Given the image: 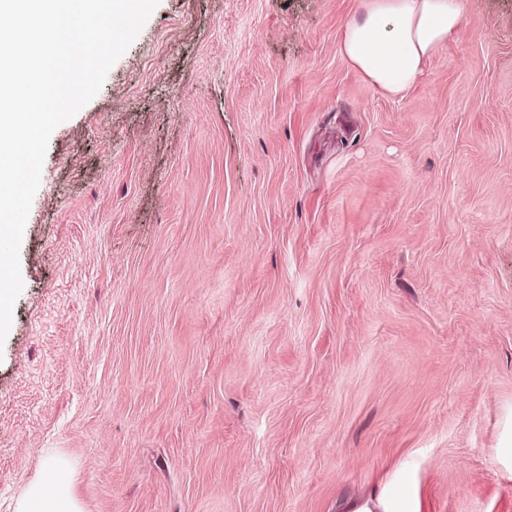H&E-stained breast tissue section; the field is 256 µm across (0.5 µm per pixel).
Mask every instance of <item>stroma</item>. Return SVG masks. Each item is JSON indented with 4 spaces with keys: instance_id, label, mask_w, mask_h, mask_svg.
Masks as SVG:
<instances>
[{
    "instance_id": "1",
    "label": "stroma",
    "mask_w": 512,
    "mask_h": 512,
    "mask_svg": "<svg viewBox=\"0 0 512 512\" xmlns=\"http://www.w3.org/2000/svg\"><path fill=\"white\" fill-rule=\"evenodd\" d=\"M362 0H159L53 132L0 345V512H512V0L405 93ZM15 512H83L73 492L71 470L61 459H51L39 478L28 486Z\"/></svg>"
}]
</instances>
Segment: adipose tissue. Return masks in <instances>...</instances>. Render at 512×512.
<instances>
[{"label":"adipose tissue","instance_id":"1","mask_svg":"<svg viewBox=\"0 0 512 512\" xmlns=\"http://www.w3.org/2000/svg\"><path fill=\"white\" fill-rule=\"evenodd\" d=\"M463 0H364L359 18L341 35V51L375 88L407 90L459 30ZM15 512H82L69 465L50 460L28 486Z\"/></svg>","mask_w":512,"mask_h":512}]
</instances>
